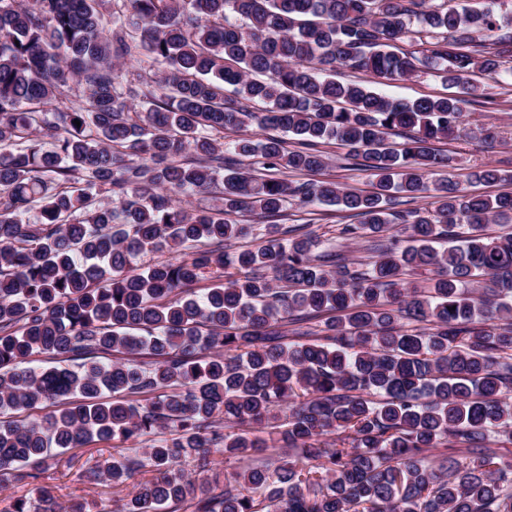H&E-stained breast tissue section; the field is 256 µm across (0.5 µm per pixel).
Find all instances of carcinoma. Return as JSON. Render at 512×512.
Wrapping results in <instances>:
<instances>
[{
  "instance_id": "1",
  "label": "carcinoma",
  "mask_w": 512,
  "mask_h": 512,
  "mask_svg": "<svg viewBox=\"0 0 512 512\" xmlns=\"http://www.w3.org/2000/svg\"><path fill=\"white\" fill-rule=\"evenodd\" d=\"M121 2L107 19L99 0H0V413L52 408L0 421V484L148 437L85 471L153 472L117 512H512V460L486 445L512 446V233L448 245L512 221V193L426 181L512 30L448 0ZM141 55L163 69L123 83ZM422 68L452 92L368 88ZM329 141L373 190L288 181L324 169ZM429 190L434 209L401 208ZM212 193L222 209L176 204ZM290 200L355 212L339 234L369 239L368 262L289 237ZM254 224L258 243L224 251ZM166 246L179 256L134 272ZM417 269L433 287L408 286ZM451 442L464 459L429 455ZM215 451L247 459L222 486ZM7 512L91 509L41 486Z\"/></svg>"
}]
</instances>
